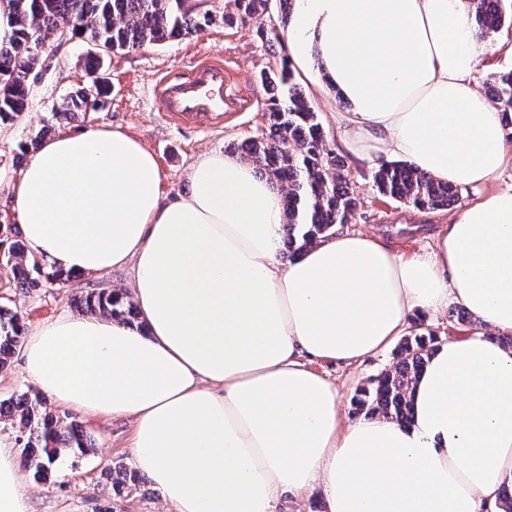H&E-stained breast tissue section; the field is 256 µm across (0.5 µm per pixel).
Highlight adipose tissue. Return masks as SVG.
I'll use <instances>...</instances> for the list:
<instances>
[{
  "label": "adipose tissue",
  "instance_id": "adipose-tissue-1",
  "mask_svg": "<svg viewBox=\"0 0 512 512\" xmlns=\"http://www.w3.org/2000/svg\"><path fill=\"white\" fill-rule=\"evenodd\" d=\"M287 58L347 102L343 146L457 186L512 163L501 115L472 83L465 0H295ZM190 192L159 190L153 153L118 129L44 140L0 172L24 238L49 265L99 276L133 265L140 325L62 314L23 343L55 402L134 421L137 467L174 512H274L319 489L328 512H488L512 492V186L442 225L405 259L336 231L283 259L281 193L237 157L202 156ZM458 305L473 336L438 345L412 418L346 419L311 359L354 365L412 313ZM0 512H30L16 450L0 442Z\"/></svg>",
  "mask_w": 512,
  "mask_h": 512
}]
</instances>
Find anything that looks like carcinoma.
<instances>
[{"instance_id":"carcinoma-1","label":"carcinoma","mask_w":512,"mask_h":512,"mask_svg":"<svg viewBox=\"0 0 512 512\" xmlns=\"http://www.w3.org/2000/svg\"><path fill=\"white\" fill-rule=\"evenodd\" d=\"M11 40L0 46V123L15 121L28 104L31 76L41 56L58 42L61 29L67 40L79 36L93 46L84 58L86 80L66 101L69 112H89L98 99L109 93L103 77L105 62L113 53L145 43L159 44L187 35L201 26L187 0H13ZM474 16L473 36L484 41L503 27L512 28V10L505 0H467ZM294 0H276L277 18L260 27L259 35L271 49L280 39ZM270 0H228L224 24H244L269 13ZM269 114L268 135L242 144L240 158L253 165L271 183L285 192L288 254L332 234L348 222L355 207L351 179L344 162L324 144L317 112L293 82L289 62L278 71L261 76ZM487 93L507 126L512 125V70L492 76ZM378 191L417 208L448 207L458 199V188L435 181L403 161L383 165L375 175ZM7 261L22 288H37L41 280L61 281L60 270L45 272L21 238L12 239ZM81 311L134 324L137 308L126 295L112 288L88 292L80 301ZM24 328L20 313L0 306V368L5 367L22 343ZM439 340L424 323L414 321L398 345L399 361L360 391L359 412L382 415L397 421L410 416V388L418 371ZM19 422L25 467L33 478L44 481L56 462L67 453L85 454L93 439L68 416L53 413L46 397L24 393L8 402L0 401V418Z\"/></svg>"}]
</instances>
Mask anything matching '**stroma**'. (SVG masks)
I'll use <instances>...</instances> for the list:
<instances>
[{"label": "stroma", "instance_id": "obj_1", "mask_svg": "<svg viewBox=\"0 0 512 512\" xmlns=\"http://www.w3.org/2000/svg\"><path fill=\"white\" fill-rule=\"evenodd\" d=\"M204 22L198 32L162 45L146 44L113 55L104 76L110 85L108 96L100 98L97 108L74 116L55 115L82 77V62L90 44L80 38L54 45L44 55L31 87L29 105L12 123L0 125V170L17 174L23 166L20 153L39 130L49 135L66 134L97 126L124 131L143 142L155 155L160 170V192L165 200H174L190 191L188 180L193 164L203 155L221 151L234 153L237 145L265 134L268 126L265 100L253 103L247 111L226 116L224 121L205 131L180 129L166 122L152 101V89L167 71L182 68L187 58L219 61L234 69L245 91L261 88L262 73L278 69L286 57L283 45L266 51L256 35L257 23L226 26V0H190ZM512 69V29L505 28L482 44L478 66L473 75L476 88H483L494 74ZM304 93L317 112L327 149L347 163L357 198V206L346 228L375 234L398 255L410 258L428 250L439 225L451 223L473 203L477 190L463 186L458 201L444 209H418L380 194L374 176L386 163L380 155L371 161L357 159L340 144V133L332 121L334 109L340 108L334 92L316 93L304 85ZM134 270L126 265L101 276L76 275L67 281L42 282L36 288L18 287L11 268L0 261V304L16 308L23 317L25 330L64 313H77L78 301L93 288H115L126 292L132 286ZM397 361L396 346L346 366L318 359L310 368L336 383L341 395V410L356 418L354 399L359 389L390 369ZM96 440L85 454L64 456L55 466L50 480L35 481L24 472V488L30 497L31 512H99L111 503L114 512H171L158 489L147 479L128 488L117 499H109L106 470L115 465L134 468L131 444L134 425L127 418H109L73 412Z\"/></svg>", "mask_w": 512, "mask_h": 512}]
</instances>
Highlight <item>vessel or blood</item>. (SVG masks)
Masks as SVG:
<instances>
[{"instance_id":"b4317fda","label":"vessel or blood","mask_w":512,"mask_h":512,"mask_svg":"<svg viewBox=\"0 0 512 512\" xmlns=\"http://www.w3.org/2000/svg\"><path fill=\"white\" fill-rule=\"evenodd\" d=\"M159 113L177 125L209 126L212 119L249 107L229 68L220 63L191 62L185 72L162 75L154 89Z\"/></svg>"}]
</instances>
